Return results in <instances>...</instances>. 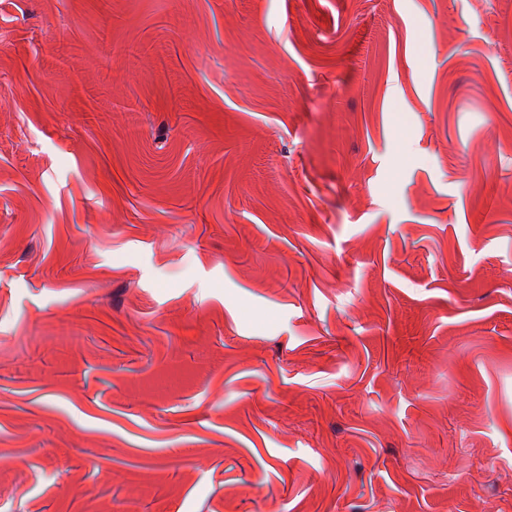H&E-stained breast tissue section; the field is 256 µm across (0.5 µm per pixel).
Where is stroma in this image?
<instances>
[{"instance_id":"stroma-1","label":"stroma","mask_w":512,"mask_h":512,"mask_svg":"<svg viewBox=\"0 0 512 512\" xmlns=\"http://www.w3.org/2000/svg\"><path fill=\"white\" fill-rule=\"evenodd\" d=\"M0 512H512V0H0Z\"/></svg>"}]
</instances>
